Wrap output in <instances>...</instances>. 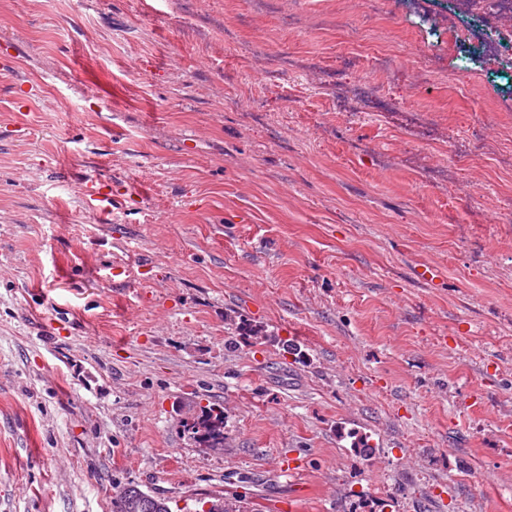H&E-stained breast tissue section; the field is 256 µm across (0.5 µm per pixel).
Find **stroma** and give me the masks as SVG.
Listing matches in <instances>:
<instances>
[{
    "instance_id": "obj_1",
    "label": "stroma",
    "mask_w": 512,
    "mask_h": 512,
    "mask_svg": "<svg viewBox=\"0 0 512 512\" xmlns=\"http://www.w3.org/2000/svg\"><path fill=\"white\" fill-rule=\"evenodd\" d=\"M467 13L0 0V512H512V70ZM187 440L199 446L215 448L216 443L224 442V409L218 405L205 407L192 421L182 424ZM113 512H171L168 501L146 493L135 486L114 488Z\"/></svg>"
}]
</instances>
